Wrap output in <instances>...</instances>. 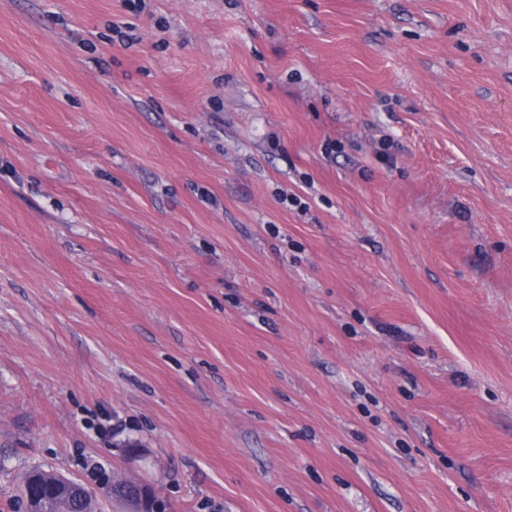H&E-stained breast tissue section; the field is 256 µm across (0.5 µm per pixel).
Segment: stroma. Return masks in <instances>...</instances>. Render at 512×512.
I'll return each instance as SVG.
<instances>
[{
    "mask_svg": "<svg viewBox=\"0 0 512 512\" xmlns=\"http://www.w3.org/2000/svg\"><path fill=\"white\" fill-rule=\"evenodd\" d=\"M145 2L0 0V512H512V0ZM40 475L42 476L40 481L32 482V473H29L26 475L22 485V492L25 486H27L30 497L38 500L36 502V510H32L31 505H29L30 512H90L94 495L88 490L83 499L79 500L78 503L68 499L70 496L82 494L78 482L67 481L56 484L58 494H63L68 497L63 498L58 494H54L52 487L55 486V482L63 481L65 478L54 474V472L51 473L47 471H41ZM37 509H42L43 511Z\"/></svg>",
    "mask_w": 512,
    "mask_h": 512,
    "instance_id": "stroma-1",
    "label": "stroma"
}]
</instances>
